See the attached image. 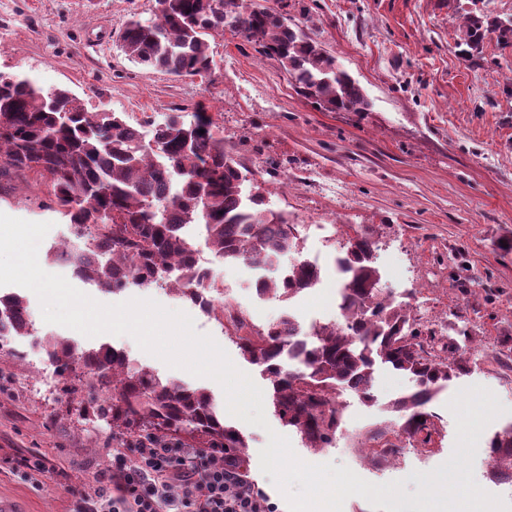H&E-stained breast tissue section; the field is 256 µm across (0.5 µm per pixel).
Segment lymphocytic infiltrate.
Segmentation results:
<instances>
[{"mask_svg": "<svg viewBox=\"0 0 512 512\" xmlns=\"http://www.w3.org/2000/svg\"><path fill=\"white\" fill-rule=\"evenodd\" d=\"M72 512H273L268 499L214 451L145 437L112 451L93 491L72 489Z\"/></svg>", "mask_w": 512, "mask_h": 512, "instance_id": "f902f5d3", "label": "lymphocytic infiltrate"}]
</instances>
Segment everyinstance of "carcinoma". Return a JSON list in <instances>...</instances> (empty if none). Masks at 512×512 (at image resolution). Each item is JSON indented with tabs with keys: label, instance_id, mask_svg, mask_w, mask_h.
<instances>
[{
	"label": "carcinoma",
	"instance_id": "1",
	"mask_svg": "<svg viewBox=\"0 0 512 512\" xmlns=\"http://www.w3.org/2000/svg\"><path fill=\"white\" fill-rule=\"evenodd\" d=\"M230 26L261 48L289 75L296 92L328 112L368 111L370 104L352 75L296 23L271 4L250 0H154L153 16L130 20L121 49L136 64L178 79L205 76L212 63L208 38ZM491 36L512 45V17L487 10L467 12L460 44L471 58ZM204 133H199V130ZM35 174L52 207L69 219L83 243L67 251L79 278L102 291L131 285L167 287L190 300L214 284L196 263L189 231H204L224 262L275 271L297 250L300 231L288 215L266 207L260 194L242 188L238 163L205 115L158 125L153 143L115 112H89L66 89L46 91L27 77L0 74V184ZM377 240L371 227L346 234L338 263L343 274L341 322L312 327L297 342L299 323L287 315L262 330L232 323L242 356L262 368L272 385L275 412L296 429L308 448H329L340 425L339 396L351 391L375 400L380 366L407 375L414 388L394 403L401 431L421 447L432 443L436 395L461 366L428 351L429 344L402 303L380 295L375 266ZM321 281L319 266L297 260L277 277L257 281L262 297L293 298ZM0 321L18 336H32L28 307L17 294L0 295ZM62 388L59 398L78 414L106 422L111 441L123 447L135 435L187 436L205 448L238 458L247 444L208 394L162 381L133 366L114 348L76 351L67 338L43 346ZM498 477L512 481V423L491 439Z\"/></svg>",
	"mask_w": 512,
	"mask_h": 512
}]
</instances>
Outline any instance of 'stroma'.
Listing matches in <instances>:
<instances>
[{"instance_id":"stroma-1","label":"stroma","mask_w":512,"mask_h":512,"mask_svg":"<svg viewBox=\"0 0 512 512\" xmlns=\"http://www.w3.org/2000/svg\"><path fill=\"white\" fill-rule=\"evenodd\" d=\"M275 7L321 42L365 90L369 112H327L295 91L276 61L239 33L211 37L214 71L206 79H178L131 62L119 33L131 17L149 19L153 0H0V73L20 75L43 89L65 88L91 112H116L144 135L171 115L192 121L211 118L224 147L240 164L245 192H262L268 208L310 225L296 258L334 260L347 226L378 233V289L410 304L423 334L434 335L436 354L460 346L464 369L433 404L440 434L433 446L389 460L383 473L363 467L364 449L354 440L374 426L401 424L392 401L408 391L409 377L379 370L376 403L349 393L339 398L343 421L334 447H305L272 404L268 428L225 415L226 425L245 438L241 470L273 505L289 512L282 493L260 468L269 432L289 438L295 453L312 464L347 466L362 479L400 480L407 494L419 489L413 471H429L452 454L456 423L447 404L460 389L481 385L507 409L483 431L474 477L485 491L512 503V482L494 478L497 466L488 442L512 423V46L488 40L480 60L465 58L458 42L470 0H275ZM36 176L0 191V212L51 228L38 249L41 267L69 276L49 262L48 249L74 243L69 224L43 207ZM198 251L210 258L212 279L250 327L263 328L291 313L303 325H331L337 316L329 299L336 282L323 277L314 290L290 300L258 297L262 270L225 264L212 255L204 234ZM74 287L103 304L152 299L165 308L190 312L198 333L212 336L233 363L263 393L271 385L260 367L246 361L214 316L189 310L165 288L129 287L107 293L77 279ZM32 315L39 339L65 337L89 349L107 344L162 380L209 392L225 407L213 379L169 367L141 350L127 335L94 337L46 323L37 296L16 287ZM45 367L39 354L15 358L0 348V501L12 512H70L66 486L85 487L112 462L110 431L78 423L66 404L41 389ZM41 458L47 471L28 480L16 462Z\"/></svg>"}]
</instances>
